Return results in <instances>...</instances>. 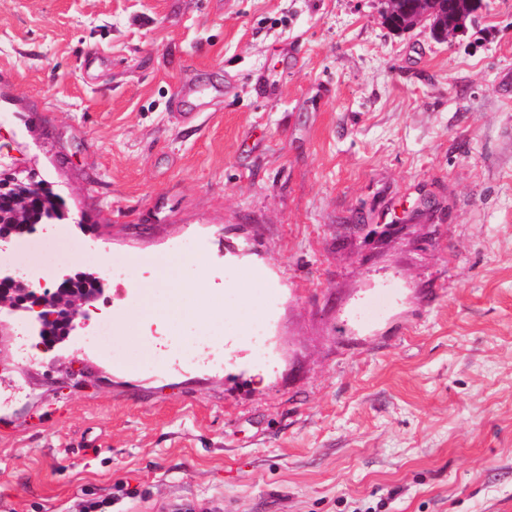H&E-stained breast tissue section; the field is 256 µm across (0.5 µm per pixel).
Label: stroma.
<instances>
[{"instance_id": "stroma-1", "label": "stroma", "mask_w": 512, "mask_h": 512, "mask_svg": "<svg viewBox=\"0 0 512 512\" xmlns=\"http://www.w3.org/2000/svg\"><path fill=\"white\" fill-rule=\"evenodd\" d=\"M383 8L0 0V165L116 329L0 311V512H512V0L445 42ZM183 254L161 353L125 317ZM41 192V194L33 192L37 197L31 201L29 208H26L23 204L21 205L20 220H42L51 216V212H57V210L62 207L61 201L60 203H57L54 200L57 198V195H55L50 189L43 188L41 189ZM45 204H47V206Z\"/></svg>"}]
</instances>
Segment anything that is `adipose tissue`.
<instances>
[{"mask_svg":"<svg viewBox=\"0 0 512 512\" xmlns=\"http://www.w3.org/2000/svg\"><path fill=\"white\" fill-rule=\"evenodd\" d=\"M188 262L189 259L185 256H164L151 263L148 285L142 290L138 305L131 311L127 319L128 324L136 326L153 316L169 318L196 314L191 289L177 288L173 285L176 268Z\"/></svg>","mask_w":512,"mask_h":512,"instance_id":"obj_1","label":"adipose tissue"}]
</instances>
